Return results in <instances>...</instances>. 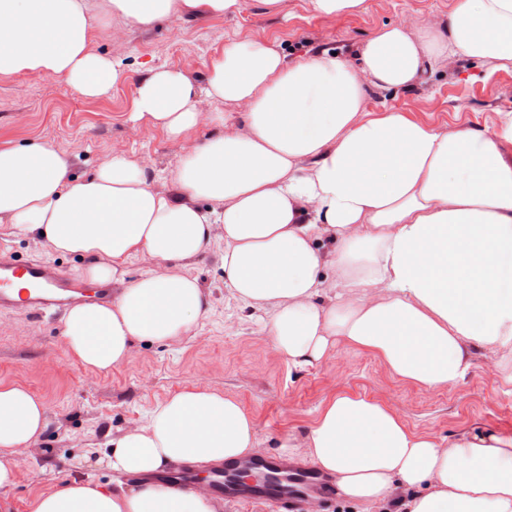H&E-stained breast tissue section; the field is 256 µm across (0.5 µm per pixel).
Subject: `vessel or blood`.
<instances>
[{"mask_svg":"<svg viewBox=\"0 0 512 512\" xmlns=\"http://www.w3.org/2000/svg\"><path fill=\"white\" fill-rule=\"evenodd\" d=\"M27 279L31 287L15 291V279ZM83 288L65 279L55 263L46 259L18 263L14 256L0 249V312L26 309L50 314L82 295ZM258 473L255 481L241 482L238 472ZM155 482L174 486L185 492L205 490L213 498L260 502L273 505L277 512H308L315 499L336 495L337 489L323 475L298 463L274 458L214 462L206 475L192 467L155 475Z\"/></svg>","mask_w":512,"mask_h":512,"instance_id":"obj_1","label":"vessel or blood"}]
</instances>
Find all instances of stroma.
<instances>
[{
  "instance_id": "35a3bbf8",
  "label": "stroma",
  "mask_w": 512,
  "mask_h": 512,
  "mask_svg": "<svg viewBox=\"0 0 512 512\" xmlns=\"http://www.w3.org/2000/svg\"><path fill=\"white\" fill-rule=\"evenodd\" d=\"M359 15L324 17L308 0H288L287 15L244 0L240 13L207 14L139 26L120 19L101 25L97 53L120 62L125 76L99 99L87 100L58 78L37 73L0 78V146L47 142L71 159V174L87 177L115 155L140 160L157 176L158 190L177 195L168 172L186 152L218 133L205 121L182 138L132 121L137 81L148 67L175 68L204 87L212 60L225 45L260 39L296 61L317 53L354 57L376 29L444 20L453 0H367ZM370 107L394 108L412 119L449 127L492 128L498 110L512 107V69L486 71L465 58L442 60L408 90H371ZM22 262L41 257L78 277L85 258L54 252L40 237L17 235L0 223V247ZM223 237L191 262L209 302L191 332L170 343L134 342L132 361L108 373L84 368L68 352L64 317L0 313V385H17L45 404L48 425L38 446L20 450L13 486L0 489L5 512H30L33 498L73 477L133 486L106 465L114 432L144 424L148 413L189 387L237 397L257 423L259 455L278 457V441L301 433L333 395L350 393L385 402L414 429L445 439L472 423L512 431V388L498 382L508 352H473L474 368L461 383L429 390L394 379L374 355L345 347L313 367L288 364L273 351L256 312L224 288Z\"/></svg>"
}]
</instances>
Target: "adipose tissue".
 <instances>
[{
    "instance_id": "obj_1",
    "label": "adipose tissue",
    "mask_w": 512,
    "mask_h": 512,
    "mask_svg": "<svg viewBox=\"0 0 512 512\" xmlns=\"http://www.w3.org/2000/svg\"><path fill=\"white\" fill-rule=\"evenodd\" d=\"M243 0H0V75L36 72L79 95H106L123 72L90 42L99 20L149 26L199 13H239ZM512 67V0H454L448 19L378 29L356 61L296 63L264 41L225 47L204 90L173 68L148 69L133 121L178 138L198 125L199 95L243 106L241 122L210 113L219 134L170 170L174 198L141 162L115 155L70 174L49 144L0 146V220L43 234L60 254L88 257L81 276L122 286L112 303L72 306L64 337L84 367L130 363L137 340L174 341L209 303L185 261L224 234V286L260 315L273 350L312 366L337 347L367 351L400 381L431 390L463 381L475 348L512 353V109L492 129L440 128L395 109L371 110V89H407L444 58ZM139 254L152 270L125 283ZM333 281L320 275L324 266ZM330 292L320 304V292ZM47 425L44 403L0 386V489L15 452ZM254 419L232 395L200 388L160 403L142 426L113 435L107 456L144 483L112 489L71 479L31 512H216L212 498L149 482L174 464L244 460ZM281 455L334 478L338 494L384 512H512V432L479 426L443 441L386 403L340 393Z\"/></svg>"
}]
</instances>
